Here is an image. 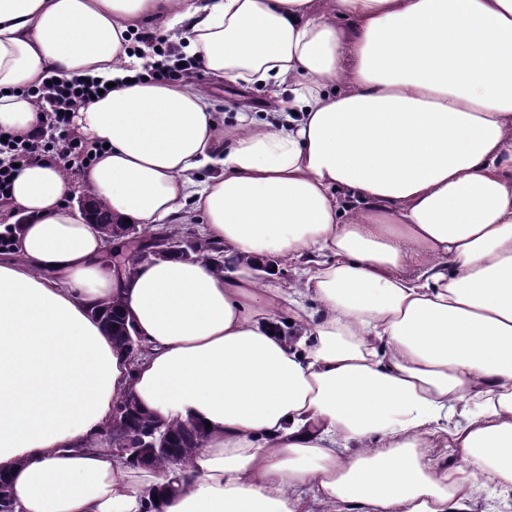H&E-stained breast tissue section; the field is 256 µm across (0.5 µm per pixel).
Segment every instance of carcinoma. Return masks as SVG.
<instances>
[{
	"instance_id": "obj_1",
	"label": "carcinoma",
	"mask_w": 512,
	"mask_h": 512,
	"mask_svg": "<svg viewBox=\"0 0 512 512\" xmlns=\"http://www.w3.org/2000/svg\"><path fill=\"white\" fill-rule=\"evenodd\" d=\"M96 222L107 240L119 241L123 238H130L132 242L138 244V250L133 259L135 263L146 259V240H160L164 232L162 228L148 233L132 224L124 226L112 217L111 211L101 201L97 202ZM186 249L187 252L180 253L181 257L190 260L212 259L216 261L219 270L224 269L227 264L239 262L236 257L224 258L223 247L200 238L190 240ZM95 312L106 313L112 317L114 320V323L110 325L112 342L119 349H127V337L124 336L123 322L125 311L122 299L116 296L95 308ZM113 420L114 424L109 427V430L114 448H132L152 432L158 439L166 437L170 450L154 452L151 461V465L164 474L173 465L189 464L193 454L202 447L204 432L199 427L179 419H167L146 411L136 405L135 399L131 396H127L115 404Z\"/></svg>"
}]
</instances>
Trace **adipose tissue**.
<instances>
[{
	"label": "adipose tissue",
	"mask_w": 512,
	"mask_h": 512,
	"mask_svg": "<svg viewBox=\"0 0 512 512\" xmlns=\"http://www.w3.org/2000/svg\"><path fill=\"white\" fill-rule=\"evenodd\" d=\"M148 21L186 30L213 78L266 85L263 118L225 127L190 76L127 82ZM52 76L113 87L71 117L95 161L25 167L6 213L29 221L0 225L16 512L512 503V0H0V128L38 130L26 91ZM77 186L145 229L201 219L242 262L116 272L65 204ZM115 296L138 357L91 316ZM128 394L205 430L149 508L165 476L103 444Z\"/></svg>",
	"instance_id": "adipose-tissue-1"
}]
</instances>
